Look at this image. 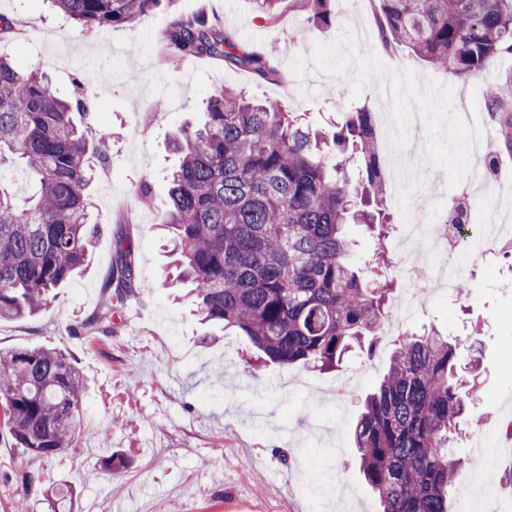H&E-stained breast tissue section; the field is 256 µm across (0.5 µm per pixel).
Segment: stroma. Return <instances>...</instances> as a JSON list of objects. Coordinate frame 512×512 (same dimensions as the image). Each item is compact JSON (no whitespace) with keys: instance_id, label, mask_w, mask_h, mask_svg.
<instances>
[{"instance_id":"1","label":"stroma","mask_w":512,"mask_h":512,"mask_svg":"<svg viewBox=\"0 0 512 512\" xmlns=\"http://www.w3.org/2000/svg\"><path fill=\"white\" fill-rule=\"evenodd\" d=\"M203 9L241 47L276 50L279 77L164 51L159 37L170 18ZM330 11L334 25L324 32L293 0H281L272 16L258 0H168L88 38L49 0H0V15L11 22L0 32V48L15 62L47 75L62 97L72 95L79 75L94 76L96 118L110 135L112 157L90 188L101 231L83 268L38 316L0 322V352L66 349L89 382L74 448L38 465L32 491L20 481L26 453L0 435V512H16L22 499L29 512H48L46 497L66 484L76 512H379L355 463L352 433L365 395L388 368L389 350L379 347L368 360L350 355L330 372L299 363L249 368L248 338L202 323L184 290L163 279L172 262L162 229L168 172L177 160L172 141L201 120L207 96L221 87L280 104L312 127L362 105L392 113L403 126L396 147L419 152L426 184L410 189L407 203L440 212L466 193L478 217L494 211L512 226V158L500 157L492 187L457 177L484 165L499 136L484 88L493 82L512 100V53L488 80L458 79L384 49L369 0H331ZM144 180L153 189L148 205L136 194ZM407 203L390 201L392 237L402 232ZM123 231L135 247V295L113 317L111 335L69 334V325L103 307ZM465 276L467 296L433 297L403 328H432L456 343L461 376L479 364L476 422L463 424L456 451L467 477L492 468L502 482L472 508L454 492L451 512H512V486L504 481L512 459L499 445L512 401V259L489 256ZM483 421L494 422L496 445L477 452L472 442ZM106 449L122 453L129 469L103 470Z\"/></svg>"}]
</instances>
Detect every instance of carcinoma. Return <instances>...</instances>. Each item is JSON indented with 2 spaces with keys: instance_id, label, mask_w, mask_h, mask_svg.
<instances>
[{
  "instance_id": "carcinoma-1",
  "label": "carcinoma",
  "mask_w": 512,
  "mask_h": 512,
  "mask_svg": "<svg viewBox=\"0 0 512 512\" xmlns=\"http://www.w3.org/2000/svg\"><path fill=\"white\" fill-rule=\"evenodd\" d=\"M84 33L132 23L162 0H52ZM313 25L331 29L330 0H297ZM385 48L457 78H483L512 51V0H377ZM164 46L206 55L261 79L278 75L274 57L221 35L204 15L172 19ZM92 80L58 97L34 70L0 52V165L35 183L19 201L0 179V321L43 311L55 290L83 266L100 233L90 214L94 168L111 162L109 134L91 106ZM165 226L191 284L201 320L248 337L270 361L334 370L351 352L371 354L387 318L393 281L371 280L350 266L347 224L379 227L386 238L387 174L371 112L359 108L313 131L280 105L227 89L209 95L206 119L173 142ZM121 305L135 290V253L121 235L108 276ZM104 310L69 332L112 333ZM389 367L363 401L354 430L359 471L381 512H450L465 470L453 451L470 415L475 385L458 376L456 345L430 329L401 333ZM86 379L55 347L0 355V432L32 463L72 447Z\"/></svg>"
}]
</instances>
